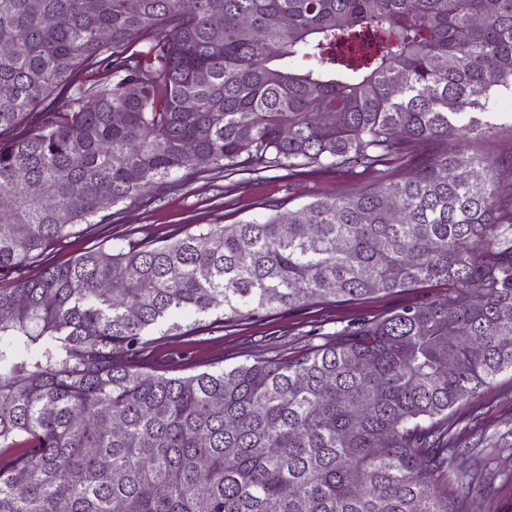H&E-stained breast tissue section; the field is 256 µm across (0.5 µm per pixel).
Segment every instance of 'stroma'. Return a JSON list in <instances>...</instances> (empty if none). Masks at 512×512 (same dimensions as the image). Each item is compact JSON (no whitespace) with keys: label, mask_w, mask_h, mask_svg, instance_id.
<instances>
[{"label":"stroma","mask_w":512,"mask_h":512,"mask_svg":"<svg viewBox=\"0 0 512 512\" xmlns=\"http://www.w3.org/2000/svg\"><path fill=\"white\" fill-rule=\"evenodd\" d=\"M360 181V176L351 174L291 176L284 170L202 173L161 199L115 207L110 226L76 225L69 239L52 247L47 261L66 263L99 246L107 235L159 240L178 236L190 227L260 220L266 215V205L285 202L296 209L318 197L343 194ZM446 293L445 286L429 283L364 300L319 302L258 320L205 325L187 336L159 335L154 349L158 357L181 365L188 373L207 369L215 361L228 368L258 358L288 359L359 320L383 317L403 305L438 299ZM463 425L468 433L488 437L512 430L511 375L500 377ZM467 471L476 476L467 491V512H512V448L485 444L469 449L456 468L449 470L448 479L457 482Z\"/></svg>","instance_id":"obj_1"}]
</instances>
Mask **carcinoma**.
I'll list each match as a JSON object with an SVG mask.
<instances>
[{"mask_svg": "<svg viewBox=\"0 0 512 512\" xmlns=\"http://www.w3.org/2000/svg\"><path fill=\"white\" fill-rule=\"evenodd\" d=\"M19 30L0 279L195 174L378 180L0 288V512H464L459 411L512 374V154L474 115L512 87V0H0V43ZM431 282L448 294L288 360L149 354L162 322Z\"/></svg>", "mask_w": 512, "mask_h": 512, "instance_id": "obj_1", "label": "carcinoma"}]
</instances>
